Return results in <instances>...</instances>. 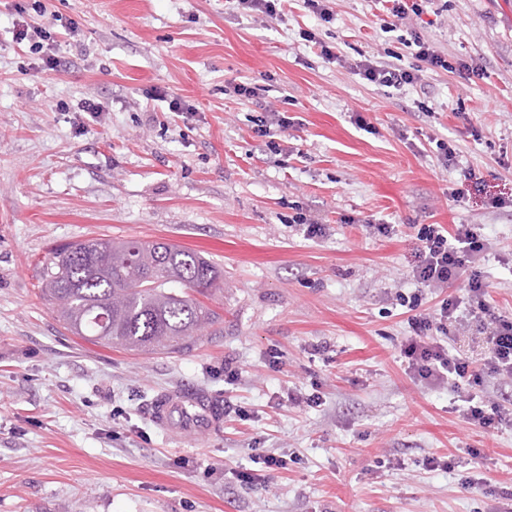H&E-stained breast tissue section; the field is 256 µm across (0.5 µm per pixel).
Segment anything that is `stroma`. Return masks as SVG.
I'll use <instances>...</instances> for the list:
<instances>
[{"label": "stroma", "mask_w": 512, "mask_h": 512, "mask_svg": "<svg viewBox=\"0 0 512 512\" xmlns=\"http://www.w3.org/2000/svg\"><path fill=\"white\" fill-rule=\"evenodd\" d=\"M329 7L326 23L303 0L264 20L231 0H0V512H499L512 429L466 422L448 386L406 372L394 295L416 288L415 225L473 224L490 243L487 300L512 318V0H429L414 30L477 72L426 70L398 90L351 69L418 64L377 0ZM26 26L53 46L18 40ZM243 82L261 98L237 96ZM87 100L110 109L90 116ZM279 112L294 124L274 155L260 132ZM89 238L204 251L224 274L207 300L216 332L178 353L71 335L39 270ZM181 388L218 405L215 428L153 423V401ZM315 391L321 406L288 403ZM472 448L490 493L464 483ZM428 456L455 467L427 470Z\"/></svg>", "instance_id": "35a3bbf8"}]
</instances>
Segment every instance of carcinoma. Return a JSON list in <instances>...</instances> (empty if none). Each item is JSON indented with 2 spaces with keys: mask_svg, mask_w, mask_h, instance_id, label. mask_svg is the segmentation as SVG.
<instances>
[{
  "mask_svg": "<svg viewBox=\"0 0 512 512\" xmlns=\"http://www.w3.org/2000/svg\"><path fill=\"white\" fill-rule=\"evenodd\" d=\"M42 291L72 334L129 351H180L218 320L197 296L223 290L201 251L136 239L59 246L40 271Z\"/></svg>",
  "mask_w": 512,
  "mask_h": 512,
  "instance_id": "cac0c4a2",
  "label": "carcinoma"
}]
</instances>
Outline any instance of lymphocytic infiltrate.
Masks as SVG:
<instances>
[{"mask_svg": "<svg viewBox=\"0 0 512 512\" xmlns=\"http://www.w3.org/2000/svg\"><path fill=\"white\" fill-rule=\"evenodd\" d=\"M354 69L367 83L401 87L417 83L418 73L378 58H365ZM419 246L411 273L420 289L400 296L401 305L412 310L413 334L402 344L400 356L415 379L436 385L448 383L462 394L468 423L487 431L512 428V409L495 399L476 394L484 377L512 383V318L501 315L486 300V285L479 262L488 243L478 227L458 224L448 229L440 224H423L417 230ZM462 279L458 294L443 299L432 312L421 311L424 291L437 290L452 279ZM477 332L484 339L487 356L481 366L452 345L454 335Z\"/></svg>", "mask_w": 512, "mask_h": 512, "instance_id": "obj_1", "label": "lymphocytic infiltrate"}]
</instances>
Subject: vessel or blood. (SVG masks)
<instances>
[{"instance_id":"b4317fda","label":"vessel or blood","mask_w":512,"mask_h":512,"mask_svg":"<svg viewBox=\"0 0 512 512\" xmlns=\"http://www.w3.org/2000/svg\"><path fill=\"white\" fill-rule=\"evenodd\" d=\"M155 424L162 430H172L173 426L187 429L207 430L220 418L218 408L196 393L173 390L159 396L152 410Z\"/></svg>"}]
</instances>
